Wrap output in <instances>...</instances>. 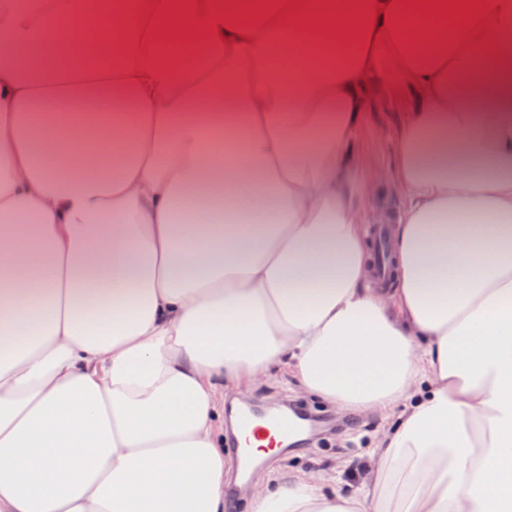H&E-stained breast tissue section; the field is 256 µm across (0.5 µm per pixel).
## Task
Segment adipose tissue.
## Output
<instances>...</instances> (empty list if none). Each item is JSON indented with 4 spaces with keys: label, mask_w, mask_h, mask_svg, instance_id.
Listing matches in <instances>:
<instances>
[{
    "label": "adipose tissue",
    "mask_w": 512,
    "mask_h": 512,
    "mask_svg": "<svg viewBox=\"0 0 512 512\" xmlns=\"http://www.w3.org/2000/svg\"><path fill=\"white\" fill-rule=\"evenodd\" d=\"M285 2L103 0L96 68L88 0H0V512H224V390L274 371L394 421L359 491L248 512H512V0L480 38L394 0L373 49L372 0ZM380 104L391 288L355 185ZM390 109L378 106L367 114L360 136V149L368 169L360 176L361 183L367 182L371 171L381 174L382 185L393 176L392 170V138L395 121Z\"/></svg>",
    "instance_id": "obj_1"
}]
</instances>
